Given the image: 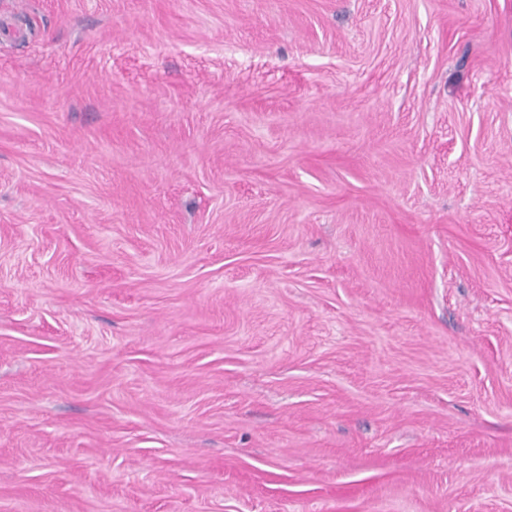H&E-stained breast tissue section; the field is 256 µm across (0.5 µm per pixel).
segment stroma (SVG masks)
<instances>
[{
	"instance_id": "1",
	"label": "stroma",
	"mask_w": 512,
	"mask_h": 512,
	"mask_svg": "<svg viewBox=\"0 0 512 512\" xmlns=\"http://www.w3.org/2000/svg\"><path fill=\"white\" fill-rule=\"evenodd\" d=\"M0 512H512V0H0Z\"/></svg>"
}]
</instances>
